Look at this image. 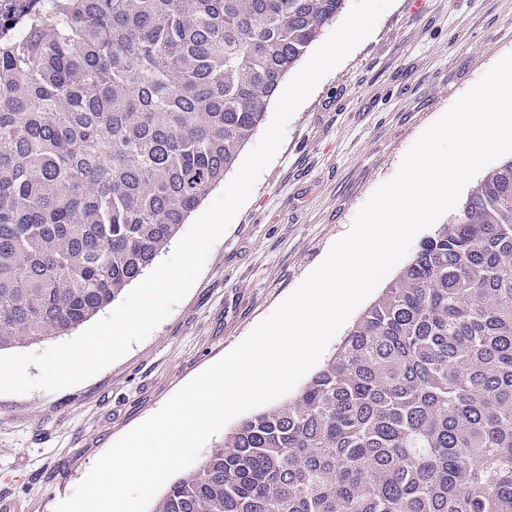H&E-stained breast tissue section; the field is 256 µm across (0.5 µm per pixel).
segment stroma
I'll use <instances>...</instances> for the list:
<instances>
[{
	"instance_id": "stroma-1",
	"label": "stroma",
	"mask_w": 512,
	"mask_h": 512,
	"mask_svg": "<svg viewBox=\"0 0 512 512\" xmlns=\"http://www.w3.org/2000/svg\"><path fill=\"white\" fill-rule=\"evenodd\" d=\"M509 52L512 0H394L292 116L160 325L80 384L0 394V497L54 512L117 439L298 287L419 135Z\"/></svg>"
}]
</instances>
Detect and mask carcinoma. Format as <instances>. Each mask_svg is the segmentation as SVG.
<instances>
[{"instance_id": "cac0c4a2", "label": "carcinoma", "mask_w": 512, "mask_h": 512, "mask_svg": "<svg viewBox=\"0 0 512 512\" xmlns=\"http://www.w3.org/2000/svg\"><path fill=\"white\" fill-rule=\"evenodd\" d=\"M347 0H0V351L145 277ZM152 512H512V157Z\"/></svg>"}]
</instances>
